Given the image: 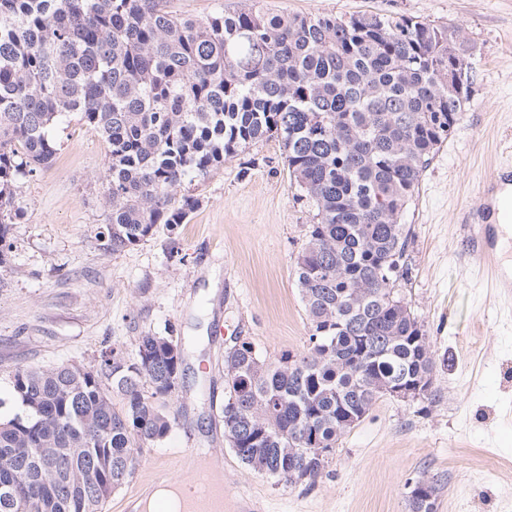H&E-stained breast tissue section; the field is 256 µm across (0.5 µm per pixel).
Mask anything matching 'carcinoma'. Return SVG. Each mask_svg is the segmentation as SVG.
<instances>
[{
	"instance_id": "carcinoma-1",
	"label": "carcinoma",
	"mask_w": 512,
	"mask_h": 512,
	"mask_svg": "<svg viewBox=\"0 0 512 512\" xmlns=\"http://www.w3.org/2000/svg\"><path fill=\"white\" fill-rule=\"evenodd\" d=\"M462 30L403 14L272 12L247 0L205 18L168 0H0V243L16 184L51 166L75 114L107 145L100 248H131L199 206L177 189L278 138L314 209L296 260L311 325L299 355L224 352V437L251 470L315 483L343 435L397 380L431 373L424 326L388 283L408 279L405 223L422 174L473 99ZM167 336L95 366L19 367L0 421V512H99L164 440L182 369ZM149 386L150 394L144 393ZM121 397V406L112 395Z\"/></svg>"
}]
</instances>
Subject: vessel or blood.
I'll list each match as a JSON object with an SVG mask.
<instances>
[{"label": "vessel or blood", "instance_id": "b4317fda", "mask_svg": "<svg viewBox=\"0 0 512 512\" xmlns=\"http://www.w3.org/2000/svg\"><path fill=\"white\" fill-rule=\"evenodd\" d=\"M481 202L463 218L469 252L478 255L491 287L512 290V168L495 169L483 181ZM224 460L207 448H183L170 456V481H187L190 512H224Z\"/></svg>", "mask_w": 512, "mask_h": 512}]
</instances>
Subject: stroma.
<instances>
[{
	"instance_id": "stroma-1",
	"label": "stroma",
	"mask_w": 512,
	"mask_h": 512,
	"mask_svg": "<svg viewBox=\"0 0 512 512\" xmlns=\"http://www.w3.org/2000/svg\"><path fill=\"white\" fill-rule=\"evenodd\" d=\"M264 4L298 14L427 18L460 28L475 46L473 100L406 216L411 276L401 287L435 353V399L380 398L339 438L314 486L247 468L224 442V349L234 336L271 358L306 349L310 323L295 263L314 210L298 200L272 138L189 184L200 205L185 224L103 251L107 149L72 115L55 131L53 165L20 182L23 214L0 245V420L16 411V368L89 365L113 346L131 355L151 331L184 349L183 376L168 400L176 422L162 443L141 451L102 512H129L179 448L223 456L224 512H409L421 480L440 488L436 512H512V307L485 287L460 228L483 179L512 163V0Z\"/></svg>"
}]
</instances>
